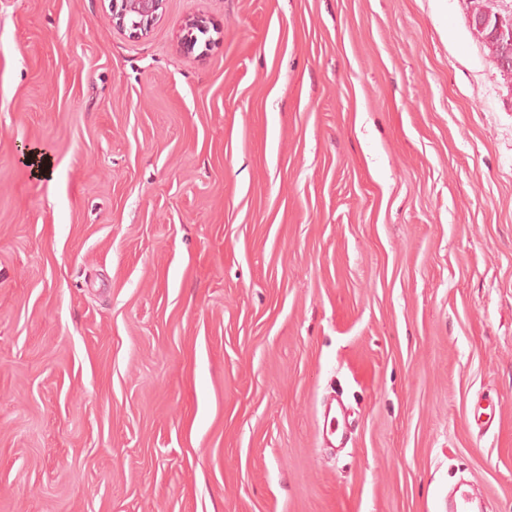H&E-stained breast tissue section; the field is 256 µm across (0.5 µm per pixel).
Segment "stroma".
Segmentation results:
<instances>
[{
	"mask_svg": "<svg viewBox=\"0 0 512 512\" xmlns=\"http://www.w3.org/2000/svg\"><path fill=\"white\" fill-rule=\"evenodd\" d=\"M461 478L512 512V78L466 0H164L139 37L0 0V512Z\"/></svg>",
	"mask_w": 512,
	"mask_h": 512,
	"instance_id": "35a3bbf8",
	"label": "stroma"
}]
</instances>
